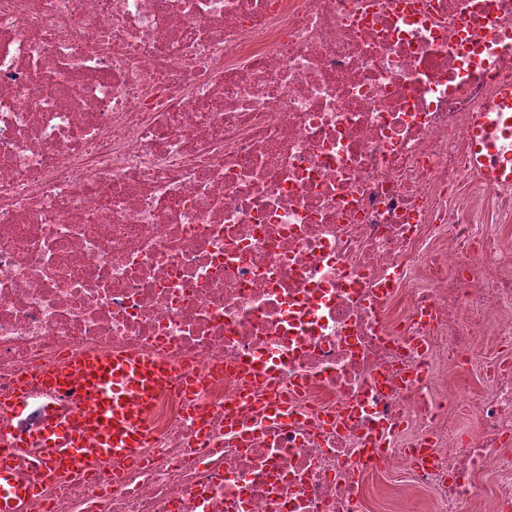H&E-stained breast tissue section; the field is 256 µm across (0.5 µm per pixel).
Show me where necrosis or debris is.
Wrapping results in <instances>:
<instances>
[{"label":"necrosis or debris","instance_id":"1","mask_svg":"<svg viewBox=\"0 0 512 512\" xmlns=\"http://www.w3.org/2000/svg\"><path fill=\"white\" fill-rule=\"evenodd\" d=\"M506 83L512 0H0V430L75 412L4 406L65 360L197 382L134 458L23 512H357L363 472L394 469L432 512L498 472L512 512V361L479 397L448 385L512 342L483 319L512 301V241L474 232L512 223V184L470 152Z\"/></svg>","mask_w":512,"mask_h":512}]
</instances>
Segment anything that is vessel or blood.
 <instances>
[{"label":"vessel or blood","mask_w":512,"mask_h":512,"mask_svg":"<svg viewBox=\"0 0 512 512\" xmlns=\"http://www.w3.org/2000/svg\"><path fill=\"white\" fill-rule=\"evenodd\" d=\"M472 160L489 180L512 182V84L501 88L487 111L477 113ZM172 382L166 364L124 354L88 355L47 369L36 380L20 381L8 400L15 410H22L34 384L53 389L78 409L66 421L43 425L32 438L42 454L31 459L28 482H17L12 467L18 450L32 439L7 436L0 447V512H22L51 473L131 458L147 440L145 411Z\"/></svg>","instance_id":"b4317fda"}]
</instances>
